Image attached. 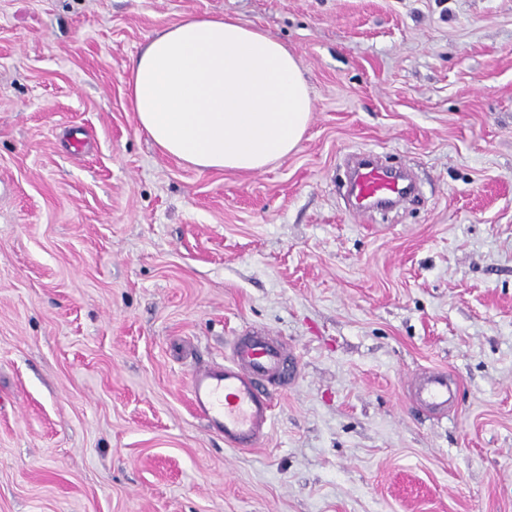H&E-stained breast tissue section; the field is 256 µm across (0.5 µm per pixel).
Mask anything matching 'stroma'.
I'll use <instances>...</instances> for the list:
<instances>
[{
	"label": "stroma",
	"instance_id": "35a3bbf8",
	"mask_svg": "<svg viewBox=\"0 0 512 512\" xmlns=\"http://www.w3.org/2000/svg\"><path fill=\"white\" fill-rule=\"evenodd\" d=\"M200 12L301 62L311 122L262 171L135 119L133 58ZM362 151L418 196L350 210ZM248 327L300 377L232 449L188 377ZM0 512H512V0H0ZM457 383L448 371L428 368L416 372L408 382L411 401L425 416L440 418L454 407Z\"/></svg>",
	"mask_w": 512,
	"mask_h": 512
}]
</instances>
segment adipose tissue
I'll list each match as a JSON object with an SVG mask.
<instances>
[{
    "label": "adipose tissue",
    "instance_id": "ef3b65f1",
    "mask_svg": "<svg viewBox=\"0 0 512 512\" xmlns=\"http://www.w3.org/2000/svg\"><path fill=\"white\" fill-rule=\"evenodd\" d=\"M127 87L140 128L200 171L252 173L297 149L314 103L298 57L231 16H185L155 34Z\"/></svg>",
    "mask_w": 512,
    "mask_h": 512
}]
</instances>
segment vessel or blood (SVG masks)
Returning <instances> with one entry per match:
<instances>
[{
	"instance_id": "obj_1",
	"label": "vessel or blood",
	"mask_w": 512,
	"mask_h": 512,
	"mask_svg": "<svg viewBox=\"0 0 512 512\" xmlns=\"http://www.w3.org/2000/svg\"><path fill=\"white\" fill-rule=\"evenodd\" d=\"M410 178L369 154L349 169L347 193L354 212L391 208L413 195ZM298 379V365L277 337L251 328L233 336L223 362L194 369L189 393L195 412L232 448L258 447L273 423L274 394ZM457 383L446 370L428 368L408 382L409 395L425 416L440 418L455 404Z\"/></svg>"
}]
</instances>
